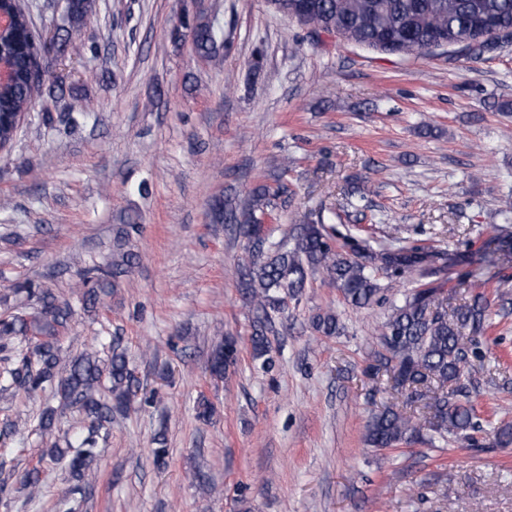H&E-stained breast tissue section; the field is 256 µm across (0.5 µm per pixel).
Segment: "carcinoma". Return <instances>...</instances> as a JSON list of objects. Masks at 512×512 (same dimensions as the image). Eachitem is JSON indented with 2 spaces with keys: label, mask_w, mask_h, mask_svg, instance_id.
<instances>
[{
  "label": "carcinoma",
  "mask_w": 512,
  "mask_h": 512,
  "mask_svg": "<svg viewBox=\"0 0 512 512\" xmlns=\"http://www.w3.org/2000/svg\"><path fill=\"white\" fill-rule=\"evenodd\" d=\"M308 12L297 21L318 37L323 33L354 42L375 51L391 54H419L438 39L454 38L474 52L492 45L484 24L490 22L512 37V0H309ZM0 7L15 13V26L0 36V61L12 72L0 84V149L11 148L26 112L36 105L41 86L39 70L40 34L31 24L21 4L0 0ZM93 0H67L66 38L60 49L83 55L82 44L72 39L92 13ZM179 25L191 29L197 53L220 65L226 48L215 23L198 15H185ZM85 118L79 98H73L68 112L54 117L42 112L46 123L75 125ZM288 207V185L261 183L251 191L248 206L241 214L224 210V200L210 205L215 222L229 219L237 224L244 241L240 264V291L243 303L254 313L250 347L252 360L268 372L275 366L269 337L278 333L276 323L287 301L301 299L313 276L338 288L345 301L356 309L389 304L387 319L377 336L380 350L374 353L371 372L390 375L394 390L406 393L410 403L425 402L431 410L427 421L414 418L392 404L373 414L365 426L364 442L372 448H398L424 443L445 448L448 442L463 440L473 448H507L512 445V425L504 423L487 432L488 442L474 433L479 424L471 404L469 385L472 361L484 357L483 339L491 327L489 305L480 293L455 306L444 304L443 286L422 284L390 300L378 282L381 270L395 277L416 278L429 274L428 254L418 247L377 253L369 245L355 243L336 246L335 230L324 224H299L275 239L253 235L252 227L270 220L278 223ZM138 230L131 221L117 240L118 260L112 268L84 269L75 287L84 308L94 312L107 294L110 279L128 272L137 254L124 249L126 239ZM15 292L25 294L31 312L0 316V351L10 353L9 364L0 369V392L13 395L49 391L58 407L45 408L38 429L46 448L40 460H67L68 484L62 505L68 512L78 507L75 495L96 479L99 448L96 434L125 415L137 386L127 349L120 337H112L111 354L103 359L93 345L73 357L61 354L60 331L71 317L68 303L31 282L18 284ZM312 329L321 336H334L341 329L339 318L326 310L311 318ZM239 337L218 334L209 359L213 378L222 379L237 367ZM74 409L87 423V435L66 440L59 446L56 433L64 411ZM153 458L158 465L168 455L165 432L153 438ZM21 485L37 494L42 487V470L34 466L18 475Z\"/></svg>",
  "instance_id": "1"
}]
</instances>
